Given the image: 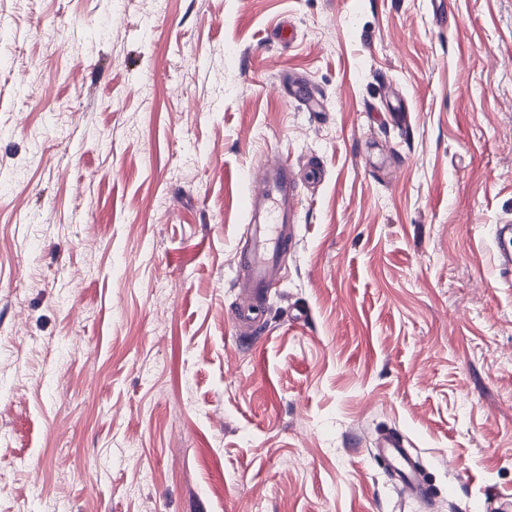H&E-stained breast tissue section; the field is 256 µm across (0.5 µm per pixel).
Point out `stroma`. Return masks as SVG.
Masks as SVG:
<instances>
[{
    "mask_svg": "<svg viewBox=\"0 0 512 512\" xmlns=\"http://www.w3.org/2000/svg\"><path fill=\"white\" fill-rule=\"evenodd\" d=\"M1 19L0 512L512 494V0H0ZM290 75L322 111L285 99ZM271 156L297 229L269 335L238 343L240 173ZM391 429L429 501L391 488ZM498 224L495 233L499 265L503 270H512V225L511 220Z\"/></svg>",
    "mask_w": 512,
    "mask_h": 512,
    "instance_id": "1",
    "label": "stroma"
}]
</instances>
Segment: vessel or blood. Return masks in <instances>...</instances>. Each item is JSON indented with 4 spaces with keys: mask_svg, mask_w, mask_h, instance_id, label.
<instances>
[{
    "mask_svg": "<svg viewBox=\"0 0 512 512\" xmlns=\"http://www.w3.org/2000/svg\"><path fill=\"white\" fill-rule=\"evenodd\" d=\"M261 180L263 187L251 196L246 211L252 244L241 252L240 262L248 272L245 286L253 299L240 305L234 316L233 327L238 331L255 332L261 328L264 314L261 298L276 276L281 253L292 243L288 224L299 209L287 161L279 159L263 166ZM495 239L500 267L512 270V224L498 225ZM376 450L389 461L388 476L399 492L423 499L431 496L432 489L399 432L382 434Z\"/></svg>",
    "mask_w": 512,
    "mask_h": 512,
    "instance_id": "b4317fda",
    "label": "vessel or blood"
}]
</instances>
